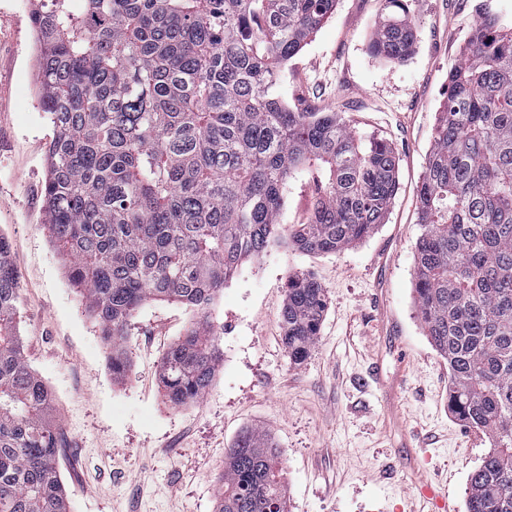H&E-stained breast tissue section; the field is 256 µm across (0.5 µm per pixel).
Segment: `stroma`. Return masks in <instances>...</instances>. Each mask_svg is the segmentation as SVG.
<instances>
[{
  "mask_svg": "<svg viewBox=\"0 0 512 512\" xmlns=\"http://www.w3.org/2000/svg\"><path fill=\"white\" fill-rule=\"evenodd\" d=\"M36 6L0 0V234L19 276L25 358L52 394L64 439L55 466L68 512H216L224 456L246 430L279 449L288 512H431L418 493L424 478L446 493L450 512H466L469 476L490 443L450 413L448 363L418 315L415 195L448 72L483 10L512 28V0H405L415 45L403 62L370 50L381 0H337L285 66L283 98L342 113L358 133L391 144L399 190L388 221L336 254L276 248L244 261L207 309L222 353L213 381L180 407L167 402L158 366L192 308L139 309L127 327L125 374L114 377L99 326L50 240L43 195L53 130L37 96ZM315 199L308 178L292 179L281 223L302 222ZM301 271L315 274L327 307L309 356L295 364L280 311L289 275Z\"/></svg>",
  "mask_w": 512,
  "mask_h": 512,
  "instance_id": "35a3bbf8",
  "label": "stroma"
}]
</instances>
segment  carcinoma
I'll list each match as a JSON object with an SVG mask.
<instances>
[{"instance_id": "obj_1", "label": "carcinoma", "mask_w": 512, "mask_h": 512, "mask_svg": "<svg viewBox=\"0 0 512 512\" xmlns=\"http://www.w3.org/2000/svg\"><path fill=\"white\" fill-rule=\"evenodd\" d=\"M336 0H41L37 91L53 137L47 227L123 375L129 318L154 300L200 312L162 358L169 403L205 394L221 353L206 309L239 265L273 248L331 254L384 223L398 188L392 146L337 112L282 98L281 72ZM378 57L413 52L402 0H384ZM317 182L301 224L283 191ZM416 307L448 360V408L491 441L467 512H512V30L484 14L448 75L417 190ZM18 276L0 234V512H67L49 390L17 334ZM324 288L288 279L283 343H316ZM217 512H286L280 453L260 432L224 458Z\"/></svg>"}]
</instances>
